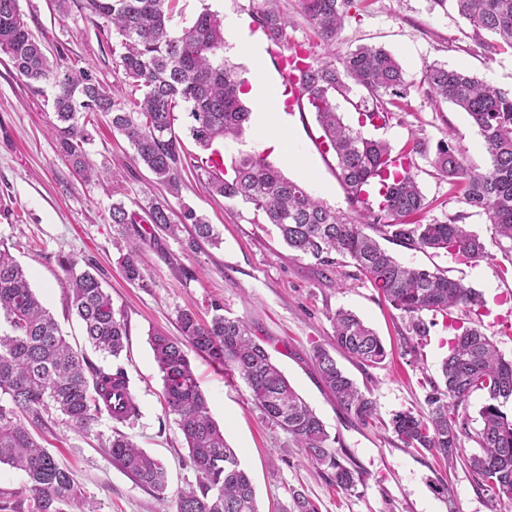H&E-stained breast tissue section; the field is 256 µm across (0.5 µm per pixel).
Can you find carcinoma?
<instances>
[{
	"label": "carcinoma",
	"instance_id": "carcinoma-1",
	"mask_svg": "<svg viewBox=\"0 0 512 512\" xmlns=\"http://www.w3.org/2000/svg\"><path fill=\"white\" fill-rule=\"evenodd\" d=\"M430 9L453 8L490 53L512 51V0H428ZM306 17L330 48V59H312L296 71L297 100L315 113L322 145L336 156L337 177L358 218L328 207L302 184L286 178L261 156L247 155L233 166L234 177H219L202 163L198 176L212 195L251 205L254 216L275 227L288 248L323 267L336 256L353 261L359 276L408 320V333L427 336L422 314L446 318L466 316L484 307L479 292L441 271L405 265L386 251L374 235L415 249L444 251L459 261L488 256L487 245L462 224L458 215L422 224L427 208L417 181L415 157L442 176L461 185L466 203L484 213L493 226L492 242L512 251V92L468 72L431 63L414 83L389 51L361 46L342 55L335 52L336 34L356 0H300ZM87 20L112 30L119 53L112 83L102 82L90 68H76L65 52L48 53L28 28L19 0H0V52L16 72L34 83L54 87L52 132L70 170L81 179H101L106 172L92 166L86 129L90 117L102 115L133 150L166 195L152 199L138 214L122 200L112 202L109 218L119 225L152 224L172 237L186 231L189 248L221 243L206 218L184 205L174 209L168 197L180 198L185 162L192 158L174 130L175 112L186 106L193 119L190 135L206 150L218 139L237 138L251 112L242 98L248 80L224 61V20L208 8L174 30L176 0H78ZM251 15L276 47L288 46V19L277 0H253ZM419 86L434 100L462 109L483 139L490 165L478 171L467 164L464 150L448 134L435 153L420 138L400 153L365 129L386 124L395 99ZM371 101L355 105L358 126L343 121L336 99H349L354 89ZM123 251L122 270L129 281L141 279V244L115 241ZM68 283L67 308L80 319L84 336L97 351L118 357L128 336L127 320L118 313L102 287L92 262L74 257L60 260ZM213 316L201 323L191 310L178 317L182 338L162 331L149 343L163 382L169 413L176 416L181 436L196 472V484L177 494L176 512H259L249 474L224 430L210 416L207 400L185 351L190 344L212 363L242 377L254 404L272 425L301 448L308 461L331 469V482L344 494L358 477L328 448L323 422L272 362L249 324L223 314L217 300ZM0 465L7 464L27 478L29 496L18 500L27 512H63L74 496L71 472L36 439L35 433L61 418L89 433L98 415L118 423L138 416V405L123 368L105 370L74 350L53 314L30 288L27 271L0 241ZM334 346L364 365L381 364L388 356L381 338L354 313L334 316ZM313 357L325 387L339 405L362 423L376 418L377 403L363 393L337 364L330 350L318 347ZM444 387L432 386L427 412L392 415L388 426L408 448H423L452 461L462 452L461 438L479 445L482 454L468 458L478 484L503 505L512 503V416L504 407L512 399V361L505 360L480 328L466 327L452 341L442 361ZM481 391L485 403L480 425L472 428L458 407ZM112 464L139 485L166 499L164 464L116 431L104 443Z\"/></svg>",
	"mask_w": 512,
	"mask_h": 512
}]
</instances>
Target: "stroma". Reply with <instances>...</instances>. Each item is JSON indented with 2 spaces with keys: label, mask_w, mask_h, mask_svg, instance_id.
Segmentation results:
<instances>
[{
  "label": "stroma",
  "mask_w": 512,
  "mask_h": 512,
  "mask_svg": "<svg viewBox=\"0 0 512 512\" xmlns=\"http://www.w3.org/2000/svg\"><path fill=\"white\" fill-rule=\"evenodd\" d=\"M20 7L29 29L49 51L63 50L75 66L92 68L101 79L112 81L117 57L110 34L78 10L59 14L56 0H20ZM280 8L290 23L291 45L302 46L312 58H324L327 47L299 0H280ZM362 44L390 50L416 77L424 64L438 62L512 91V53L488 54L456 11H430L427 0H358L356 16L346 20L336 37V52L341 55ZM53 96L51 85H29L0 53V240L12 244L13 256L31 274V287L71 345L98 367L125 370L139 407L138 417L122 425L101 415L88 434L61 422L45 431V447L70 469L77 491L64 512H176L178 491L195 483L196 473L175 417L165 410L163 383L148 337L156 329L179 335L178 315L185 309L210 318L215 299L223 303L225 315L251 325L324 422L339 460L360 477L354 492H337L329 469L307 461L286 432L262 419L238 374L190 353L210 414L248 470L260 512H292L296 490L314 501L319 512H507L478 486L464 462L445 468L428 451L405 447L384 427L396 412L426 411L430 384L439 380L449 339L455 334L449 320L424 314L429 333L415 348H408L407 319L357 278L352 263L322 270L313 259L288 249L272 225L255 223L251 207L211 196L189 173L181 201L217 226L222 244L192 250L185 241L152 229L142 246L143 278L128 281L113 246L122 229L112 224L108 208L120 199L136 209L160 196L162 189L145 168L134 164L128 142L104 118L90 128L88 154L93 164L109 169V178L84 182L73 177L49 130ZM290 118L287 150L268 153V162L285 177L303 182L329 207L350 212L336 176V158L324 151L314 114L295 107ZM414 134L432 149L455 138L469 165L483 169L490 163L467 113L416 89L403 99L393 119L374 132L396 151ZM416 166L417 180L430 203L425 221L461 214L473 232L490 242L491 224L465 202L460 188L426 160L417 159ZM385 248L403 263L442 270L480 292L486 302L482 330L502 356L512 360V333L494 324L498 316L512 321V252L490 242L487 258L465 263L429 249L391 242ZM64 256L91 260L101 270L104 288L128 323L120 358L95 352L86 343L79 321L67 308L65 274L59 265ZM339 309L357 314L388 351L377 366L361 365L341 353L336 356L359 388L375 399L374 422L361 423L339 406L313 360L317 347H330L332 316ZM117 429L165 463L166 501L113 466L101 443Z\"/></svg>",
  "instance_id": "1"
}]
</instances>
